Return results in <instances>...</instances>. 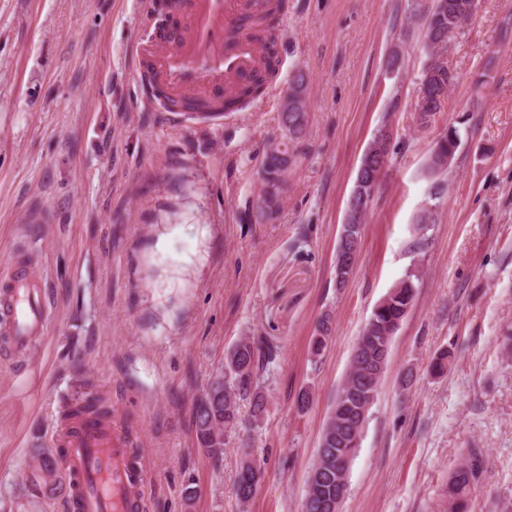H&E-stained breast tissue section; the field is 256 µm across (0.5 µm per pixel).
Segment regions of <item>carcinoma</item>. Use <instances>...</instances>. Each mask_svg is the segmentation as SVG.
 Listing matches in <instances>:
<instances>
[{
  "label": "carcinoma",
  "mask_w": 512,
  "mask_h": 512,
  "mask_svg": "<svg viewBox=\"0 0 512 512\" xmlns=\"http://www.w3.org/2000/svg\"><path fill=\"white\" fill-rule=\"evenodd\" d=\"M426 10L429 26L441 30V41L457 31L468 16L461 11V0H445L448 8L440 9V0H430ZM271 9L256 21L263 27L269 45L275 43V26L270 18L287 7V0H270ZM281 124L286 126L290 141L299 140L307 123V113H279ZM461 146V138L455 129L446 131L436 141L433 152L436 159L430 161L429 173L442 169L441 159L452 158ZM379 153H364L357 171L353 191L370 192V183L381 179L383 171L378 166ZM290 162L288 150L266 154L265 176H283ZM363 223L348 217L341 225L336 250L359 249ZM412 269L374 308L364 326L368 348L372 357L390 354L393 338L416 297ZM330 317L323 316L317 326V336L311 342V353L318 357L327 346ZM277 348L269 343L256 344L246 338L235 344L224 358L222 366L207 384L193 404V426L200 447L209 455L220 458L224 454L226 437L239 423V403L246 401L252 416L260 419L266 412V398L261 385V375L276 358ZM383 375L374 374L372 363L362 359L348 370L336 395L333 407L322 429L317 453L307 477L302 512H331L330 504L336 500L341 486L349 484L351 464L361 445L365 425L371 408L378 397ZM486 460L482 449L469 448L456 471L448 481L449 512H467L471 490L482 479ZM263 480L261 466L245 458L236 475L235 494L245 508L256 496ZM61 482L60 462L49 453L37 456L28 478L30 491L37 494L53 492Z\"/></svg>",
  "instance_id": "1"
}]
</instances>
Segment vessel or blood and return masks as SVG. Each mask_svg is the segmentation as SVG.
I'll list each match as a JSON object with an SVG mask.
<instances>
[{
  "mask_svg": "<svg viewBox=\"0 0 512 512\" xmlns=\"http://www.w3.org/2000/svg\"><path fill=\"white\" fill-rule=\"evenodd\" d=\"M266 0H185L181 28L139 39L132 66L174 99L233 96L265 73L268 49L246 24ZM49 318L43 275L12 265L0 270V334L17 356L44 337ZM53 442L71 489L69 512H141L147 468L130 434L86 412L71 417Z\"/></svg>",
  "mask_w": 512,
  "mask_h": 512,
  "instance_id": "obj_1",
  "label": "vessel or blood"
}]
</instances>
